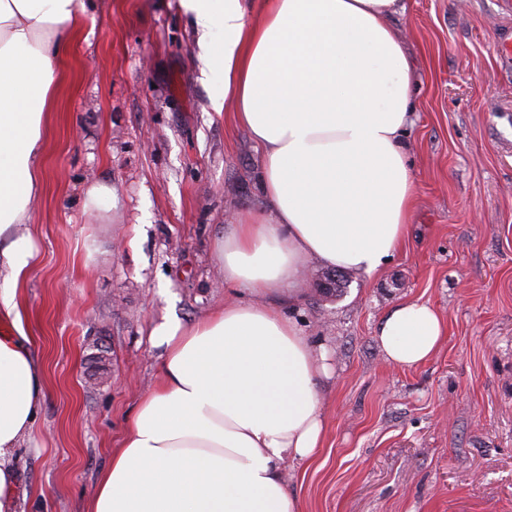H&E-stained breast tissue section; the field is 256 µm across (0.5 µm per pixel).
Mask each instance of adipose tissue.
<instances>
[{
    "label": "adipose tissue",
    "mask_w": 512,
    "mask_h": 512,
    "mask_svg": "<svg viewBox=\"0 0 512 512\" xmlns=\"http://www.w3.org/2000/svg\"><path fill=\"white\" fill-rule=\"evenodd\" d=\"M196 22L216 112L231 110L261 156L266 210L215 246L224 283L250 291L192 324L150 332L163 351L86 512H300L281 470L321 448L316 378L327 352L276 304L308 261L373 274L407 237L416 111L409 53L392 25L403 0H181ZM78 23L77 0H0V317L19 319L38 256L25 228L42 191L52 60ZM223 39H216V31ZM446 327L423 301L393 307L376 336L412 368ZM25 333L0 339V512L14 448L33 431L42 367Z\"/></svg>",
    "instance_id": "obj_1"
}]
</instances>
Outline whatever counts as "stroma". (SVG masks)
<instances>
[{"mask_svg":"<svg viewBox=\"0 0 512 512\" xmlns=\"http://www.w3.org/2000/svg\"><path fill=\"white\" fill-rule=\"evenodd\" d=\"M54 61L45 186L31 204L38 263L19 290L44 367L33 433L14 451V512H86L95 478L154 384L163 317L189 324L225 297L214 240L265 205L259 160L213 112L194 17L180 0H79ZM416 67L408 140L411 232L379 273L310 263L285 313L331 373L318 456L286 465L301 512H512V0H407ZM110 209L86 205L91 186ZM421 299L446 336L425 363L388 365L378 327ZM108 350L93 387L85 360Z\"/></svg>","mask_w":512,"mask_h":512,"instance_id":"35a3bbf8","label":"stroma"}]
</instances>
